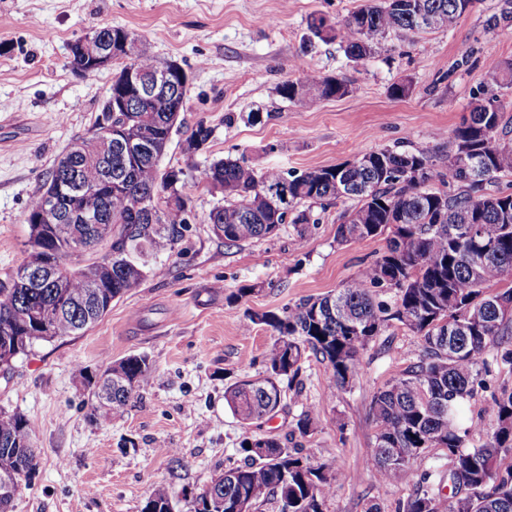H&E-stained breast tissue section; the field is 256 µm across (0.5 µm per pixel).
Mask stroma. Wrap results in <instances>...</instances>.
Segmentation results:
<instances>
[{"label": "stroma", "mask_w": 512, "mask_h": 512, "mask_svg": "<svg viewBox=\"0 0 512 512\" xmlns=\"http://www.w3.org/2000/svg\"><path fill=\"white\" fill-rule=\"evenodd\" d=\"M365 0H0V278L25 256L26 214L48 171L101 113L114 75H78L68 47L104 26L137 33L155 59L178 61L189 77L183 124L162 159L182 167L185 140L197 124L212 136L195 158L245 157L257 171L293 174L334 166L383 148H446L478 100L498 96L512 118V92L487 61L512 59V26L486 39L498 0H476L452 30L388 35V52L349 61L337 44L312 37V18L336 23ZM315 72L352 82L353 94L311 108L283 99L279 86ZM409 84L402 97L395 85ZM191 219L175 252L152 259L140 288L81 336L38 340L0 366V410L25 416L37 466L22 482L13 512H141L164 485L171 512H194L212 477L243 464L247 437L275 438L310 462H336L347 479L325 498L324 512H362L367 501L396 512L413 490L408 479L376 482L366 464L373 394L407 366L420 340L386 328L361 355L362 369L330 392L325 362L309 357L298 390H283L278 409L244 423L225 389L265 372L274 341L254 313H282L300 300L341 288L386 246L384 237L336 240L347 202L314 209L305 236L277 234L228 246L206 216L221 193L187 179ZM250 287L241 301L238 288ZM146 355L152 379L117 414L94 411L88 378L107 363ZM316 406L312 426L295 424ZM170 453H163L161 445Z\"/></svg>", "instance_id": "obj_1"}]
</instances>
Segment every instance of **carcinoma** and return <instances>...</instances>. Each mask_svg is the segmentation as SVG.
<instances>
[{"mask_svg":"<svg viewBox=\"0 0 512 512\" xmlns=\"http://www.w3.org/2000/svg\"><path fill=\"white\" fill-rule=\"evenodd\" d=\"M473 0H372L343 23L313 18L310 31L323 42H338L347 57L363 59L392 32L452 29L471 9ZM512 25V0H499V13L485 32ZM124 55L118 71L156 63L139 36L124 27L93 32ZM82 38L71 42L67 65L86 73ZM490 69L501 86L512 89V61L493 60ZM291 103L313 105L351 93L339 78L310 73L279 88ZM183 93L158 92L144 101L129 100L112 113V131L96 123L83 145L73 189L63 201L72 210L112 216V236L86 235L85 224H36L42 194L28 207L26 261L44 246L54 256V278L46 288H29L13 272L0 280V366L9 364L37 340L79 336L100 321L112 302L140 287L150 271L149 260L176 249L189 210L182 198L188 176L222 190L224 202L208 213L214 235L235 245L294 225L299 236L318 223L312 208L339 200L354 202L336 230V240L351 243L386 235L385 250L360 275L334 294L309 298L284 315H263L257 322L277 332L266 355V375L241 380L226 389L224 399L249 423L273 412L281 401V382L300 384L307 351L330 368L333 386L342 389L361 371L360 357L381 332L396 322L418 336L420 349L409 358L401 376L386 382L372 396L374 439L367 465L386 482L411 476L413 461L428 450L448 458V471L435 467L417 480L398 512H512V389L488 392L497 370L512 373V138L503 103L493 95L481 100L458 126L448 151L398 152L378 149L337 166L301 174L279 170L257 172L244 158L216 160L198 168L163 169L160 161L172 135L174 110H186ZM138 119V130L152 152L135 159L117 149L126 120ZM212 129L200 122L186 139L188 147L207 144ZM112 139V153L102 147ZM288 182L292 219L275 200L257 201V188ZM156 208L154 219L141 216L137 204ZM88 237L90 249L79 250L74 236ZM375 288L394 292L380 300ZM120 381L112 383L107 401L94 392L93 409L118 411L149 385L151 365L145 355L109 363ZM484 404L487 420L466 423L465 405ZM482 442L471 443L472 435ZM264 445L261 455L255 447ZM243 465L217 476L203 490L195 512H235L246 499L259 506L269 498L280 512H323L324 499L345 482L334 464H313L274 438L242 444ZM36 467L34 440L26 418L0 411V482L12 495H0V512H11L14 494ZM449 488L442 495L443 488ZM142 512H171L168 491L156 486Z\"/></svg>","mask_w":512,"mask_h":512,"instance_id":"carcinoma-1","label":"carcinoma"}]
</instances>
